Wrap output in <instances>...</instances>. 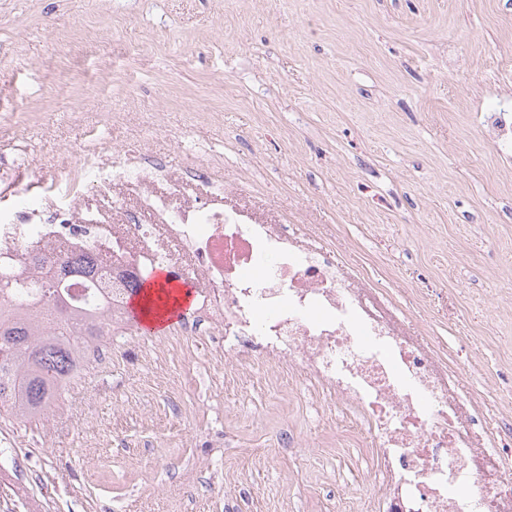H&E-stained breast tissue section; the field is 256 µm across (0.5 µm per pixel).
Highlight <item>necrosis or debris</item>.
Masks as SVG:
<instances>
[{
    "label": "necrosis or debris",
    "instance_id": "4bbe7bcc",
    "mask_svg": "<svg viewBox=\"0 0 512 512\" xmlns=\"http://www.w3.org/2000/svg\"><path fill=\"white\" fill-rule=\"evenodd\" d=\"M103 156L80 155L81 180L48 186V217L35 206L0 211V270L45 281L61 258L103 257L93 284L117 311L127 270L166 266L193 282L191 317L207 324L221 360L308 376L359 415L377 450L382 512H512V460L473 435L477 401L451 395L435 350L332 250L215 197L173 202L189 183L224 190L220 168L160 175L138 139Z\"/></svg>",
    "mask_w": 512,
    "mask_h": 512
}]
</instances>
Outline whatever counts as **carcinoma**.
Instances as JSON below:
<instances>
[{
  "mask_svg": "<svg viewBox=\"0 0 512 512\" xmlns=\"http://www.w3.org/2000/svg\"><path fill=\"white\" fill-rule=\"evenodd\" d=\"M149 273L128 282L123 303L125 321L134 320L130 302ZM63 288L49 282L29 288L0 272V302L18 301L27 310H44L42 319H17L0 314V414L32 421L58 399L65 386L90 364L78 363L95 341L112 335V305L83 307L53 304Z\"/></svg>",
  "mask_w": 512,
  "mask_h": 512,
  "instance_id": "1",
  "label": "carcinoma"
}]
</instances>
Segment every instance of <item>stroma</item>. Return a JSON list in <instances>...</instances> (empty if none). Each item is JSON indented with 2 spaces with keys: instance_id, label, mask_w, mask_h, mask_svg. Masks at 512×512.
Listing matches in <instances>:
<instances>
[{
  "instance_id": "35a3bbf8",
  "label": "stroma",
  "mask_w": 512,
  "mask_h": 512,
  "mask_svg": "<svg viewBox=\"0 0 512 512\" xmlns=\"http://www.w3.org/2000/svg\"><path fill=\"white\" fill-rule=\"evenodd\" d=\"M512 0H0V210L140 135L222 161L461 364L512 452ZM110 347L39 422L0 418V512H378L376 451L310 380L213 361L183 322ZM487 138L497 146L512 147V113L511 110L492 112L485 119Z\"/></svg>"
}]
</instances>
